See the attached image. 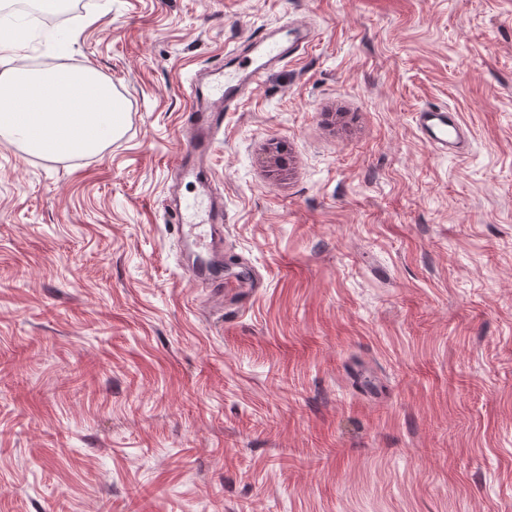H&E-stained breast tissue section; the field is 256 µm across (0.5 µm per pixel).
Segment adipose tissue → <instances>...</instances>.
Returning <instances> with one entry per match:
<instances>
[{
  "label": "adipose tissue",
  "mask_w": 512,
  "mask_h": 512,
  "mask_svg": "<svg viewBox=\"0 0 512 512\" xmlns=\"http://www.w3.org/2000/svg\"><path fill=\"white\" fill-rule=\"evenodd\" d=\"M126 105L91 70L0 76V137L32 153L70 156L98 151L123 133Z\"/></svg>",
  "instance_id": "obj_1"
}]
</instances>
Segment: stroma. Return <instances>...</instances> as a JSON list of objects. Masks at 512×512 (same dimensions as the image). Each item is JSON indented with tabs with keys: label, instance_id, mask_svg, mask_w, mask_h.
Segmentation results:
<instances>
[{
	"label": "stroma",
	"instance_id": "obj_1",
	"mask_svg": "<svg viewBox=\"0 0 512 512\" xmlns=\"http://www.w3.org/2000/svg\"><path fill=\"white\" fill-rule=\"evenodd\" d=\"M69 11L0 60L97 71L128 121L74 157L0 138V512H512V0ZM294 22L314 46L203 166L259 283L226 306L167 213L190 83ZM422 138L433 148L448 152L462 143L464 133L456 113L446 106H426L415 112Z\"/></svg>",
	"mask_w": 512,
	"mask_h": 512
}]
</instances>
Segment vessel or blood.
<instances>
[{"mask_svg": "<svg viewBox=\"0 0 512 512\" xmlns=\"http://www.w3.org/2000/svg\"><path fill=\"white\" fill-rule=\"evenodd\" d=\"M313 41L309 25L296 23L276 30L265 29L251 36L243 48L232 53L224 74H212L190 87L191 118L188 142L194 157L203 159L212 150L226 112L235 110L252 86L273 68L286 64L304 53ZM415 124L422 138L440 151L453 150L461 144L464 133L456 113L445 106H426L415 114ZM179 239L188 249L211 250L224 245V208L220 200L209 198L205 208L207 230L188 223L181 211L171 215ZM193 281L204 288L222 289L226 300L235 301L249 293L251 279L223 280L221 273L205 259H197Z\"/></svg>", "mask_w": 512, "mask_h": 512, "instance_id": "obj_1", "label": "vessel or blood"}]
</instances>
